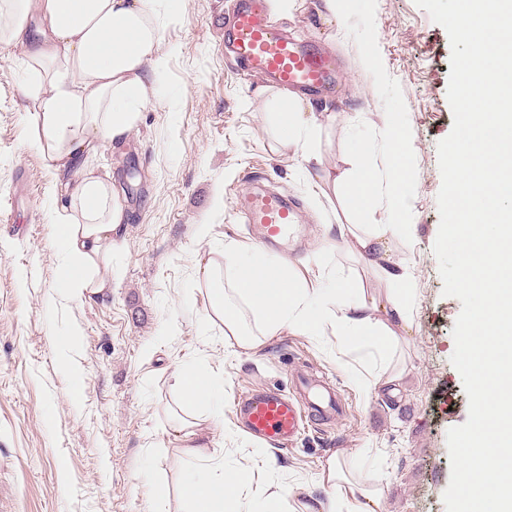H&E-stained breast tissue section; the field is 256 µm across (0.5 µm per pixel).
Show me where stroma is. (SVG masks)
<instances>
[{
    "label": "stroma",
    "instance_id": "35a3bbf8",
    "mask_svg": "<svg viewBox=\"0 0 512 512\" xmlns=\"http://www.w3.org/2000/svg\"><path fill=\"white\" fill-rule=\"evenodd\" d=\"M234 5L174 0V12H160L157 98L124 143L100 144L90 159L126 184L124 244L101 295L73 299L61 285L54 201L76 175L48 168L30 147L22 50H0V210L13 211L0 223V512H184L185 487L206 483L212 469L184 461L170 427L174 374L193 364L224 380L205 409L224 445L225 482L249 468L254 487L278 494L244 500L245 512H313L327 499L319 477L334 462L370 492L377 512H446L447 432L468 418L450 362L461 303L443 295L433 252L437 144L453 126L448 34L415 0H346L332 24L318 15L322 0L273 16L279 31L315 42L339 66L336 88L313 100L319 126L304 132L321 158L314 165L283 141L284 91L250 77L224 48ZM391 122L410 179L402 195L409 224L385 245L406 273L408 305L407 322L390 324L389 359L374 337L329 328L291 327L248 351L225 339L208 316L198 264L229 246L223 279L250 266L245 193L296 206L287 250H267L265 262L311 285L312 320L338 292L380 299L398 286L337 234L341 224L374 234L395 206L383 191L393 176L384 159ZM366 153L378 168L372 181L360 170ZM201 224L210 227L204 239ZM295 371L327 377L344 413L311 423L281 450L247 434L232 402L261 387L294 393ZM382 374L395 384L375 386Z\"/></svg>",
    "mask_w": 512,
    "mask_h": 512
}]
</instances>
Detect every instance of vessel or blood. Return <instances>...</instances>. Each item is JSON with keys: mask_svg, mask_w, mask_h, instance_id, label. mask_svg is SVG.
<instances>
[{"mask_svg": "<svg viewBox=\"0 0 512 512\" xmlns=\"http://www.w3.org/2000/svg\"><path fill=\"white\" fill-rule=\"evenodd\" d=\"M224 43L254 75L285 91L319 94L336 80L333 62L319 47L274 30L264 0H237ZM248 220L255 231V257L260 260L266 245L288 241L295 212L280 198L253 195L249 198ZM299 384L302 396L298 399L276 389L256 390L235 399L233 409L245 432L283 445L294 441L308 423L330 418L336 410L335 393L304 377Z\"/></svg>", "mask_w": 512, "mask_h": 512, "instance_id": "vessel-or-blood-1", "label": "vessel or blood"}]
</instances>
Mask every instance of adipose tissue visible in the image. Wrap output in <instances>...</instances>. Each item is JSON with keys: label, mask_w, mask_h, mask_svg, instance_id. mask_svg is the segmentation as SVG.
I'll return each instance as SVG.
<instances>
[{"label": "adipose tissue", "mask_w": 512, "mask_h": 512, "mask_svg": "<svg viewBox=\"0 0 512 512\" xmlns=\"http://www.w3.org/2000/svg\"><path fill=\"white\" fill-rule=\"evenodd\" d=\"M161 0H0V46H19V64L28 76L22 95L31 100L30 141L49 167L77 166L100 141L124 142L142 112L156 99L154 77L163 60L158 54L157 24ZM61 230L56 240L64 260L63 285L75 297L101 293L102 273L127 222L119 191L111 176L80 169L72 187L57 199ZM234 290L241 304L261 318L250 330L224 288L211 291L210 315L223 323L237 347L252 349L262 337L288 326L306 325L310 290L287 272L262 265L238 270ZM365 302L348 303L337 295L325 315L337 333L359 327L376 331L379 354L393 344L388 327L372 320ZM183 400L172 416L179 437V453L190 462L221 459L220 443L209 439L213 422L198 411L200 401L221 387V377L207 367L187 366L175 375ZM250 482L241 472L233 486L213 469L205 487L186 490L189 512H240L241 493ZM322 484L333 488L334 501L318 512H336L344 503L348 512H370L366 494L339 467L328 468Z\"/></svg>", "instance_id": "adipose-tissue-1"}]
</instances>
